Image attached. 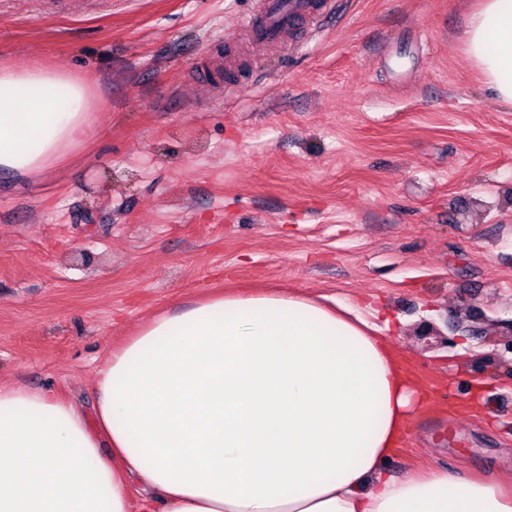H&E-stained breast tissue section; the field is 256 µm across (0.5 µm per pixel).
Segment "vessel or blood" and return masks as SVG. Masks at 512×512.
Segmentation results:
<instances>
[{"label": "vessel or blood", "mask_w": 512, "mask_h": 512, "mask_svg": "<svg viewBox=\"0 0 512 512\" xmlns=\"http://www.w3.org/2000/svg\"><path fill=\"white\" fill-rule=\"evenodd\" d=\"M335 0H256L244 21L250 41L257 45H284L298 40L303 24L329 16Z\"/></svg>", "instance_id": "1"}]
</instances>
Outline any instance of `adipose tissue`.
<instances>
[{"label":"adipose tissue","instance_id":"ef3b65f1","mask_svg":"<svg viewBox=\"0 0 512 512\" xmlns=\"http://www.w3.org/2000/svg\"><path fill=\"white\" fill-rule=\"evenodd\" d=\"M466 54L512 105V0H481ZM92 87L0 66V174L25 183L96 134ZM352 306L219 294L110 350L94 416L0 383V512H512V484L438 468L387 473L425 384Z\"/></svg>","mask_w":512,"mask_h":512}]
</instances>
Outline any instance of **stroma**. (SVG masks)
I'll return each mask as SVG.
<instances>
[{
  "instance_id": "stroma-1",
  "label": "stroma",
  "mask_w": 512,
  "mask_h": 512,
  "mask_svg": "<svg viewBox=\"0 0 512 512\" xmlns=\"http://www.w3.org/2000/svg\"><path fill=\"white\" fill-rule=\"evenodd\" d=\"M478 0H340L289 49L254 0H0V63L79 73L100 137L0 178V381L91 409L108 349L217 292L327 296L437 380L387 462L512 475V106ZM239 66L195 75L212 42ZM462 41L484 82L512 105V0H481L468 17Z\"/></svg>"
}]
</instances>
